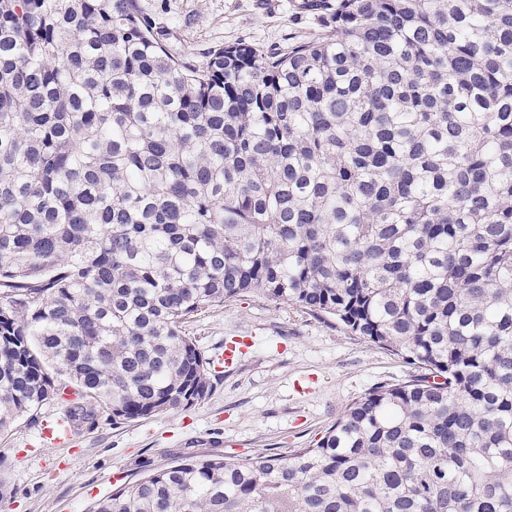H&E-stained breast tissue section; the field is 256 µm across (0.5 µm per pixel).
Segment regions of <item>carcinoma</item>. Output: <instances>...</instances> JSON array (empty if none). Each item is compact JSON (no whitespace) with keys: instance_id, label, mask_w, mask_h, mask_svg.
<instances>
[{"instance_id":"obj_1","label":"carcinoma","mask_w":512,"mask_h":512,"mask_svg":"<svg viewBox=\"0 0 512 512\" xmlns=\"http://www.w3.org/2000/svg\"><path fill=\"white\" fill-rule=\"evenodd\" d=\"M307 7L287 52L195 65L137 0H0L1 432L206 399L186 324L250 295L416 372L90 512H512V0Z\"/></svg>"}]
</instances>
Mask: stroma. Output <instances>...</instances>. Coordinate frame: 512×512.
<instances>
[{"instance_id": "obj_1", "label": "stroma", "mask_w": 512, "mask_h": 512, "mask_svg": "<svg viewBox=\"0 0 512 512\" xmlns=\"http://www.w3.org/2000/svg\"><path fill=\"white\" fill-rule=\"evenodd\" d=\"M302 0H137L144 16L169 33L178 56L203 62L218 45L245 42L283 50L315 35ZM219 380L188 409L113 425L101 415L90 430L62 433L66 404L54 398L35 420L0 433V512H88L118 485L139 478V463L161 466L185 456L255 457L305 448L349 404L410 368L336 324L284 303L253 296L211 308L186 327ZM245 339L232 365L218 362L225 344Z\"/></svg>"}]
</instances>
